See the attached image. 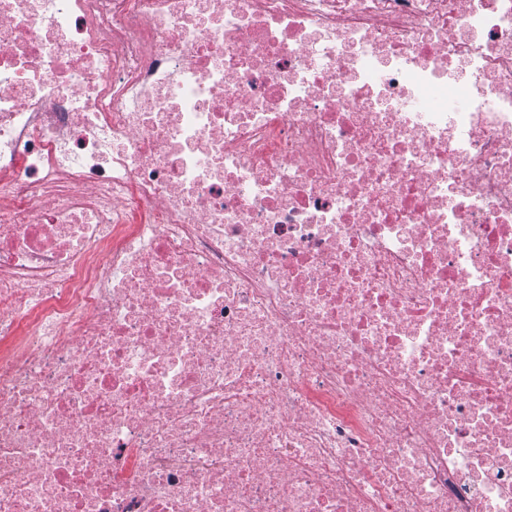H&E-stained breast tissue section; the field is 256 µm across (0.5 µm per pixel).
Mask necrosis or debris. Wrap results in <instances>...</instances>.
<instances>
[{
	"label": "necrosis or debris",
	"instance_id": "4bbe7bcc",
	"mask_svg": "<svg viewBox=\"0 0 512 512\" xmlns=\"http://www.w3.org/2000/svg\"><path fill=\"white\" fill-rule=\"evenodd\" d=\"M0 512H512V0H0Z\"/></svg>",
	"mask_w": 512,
	"mask_h": 512
}]
</instances>
